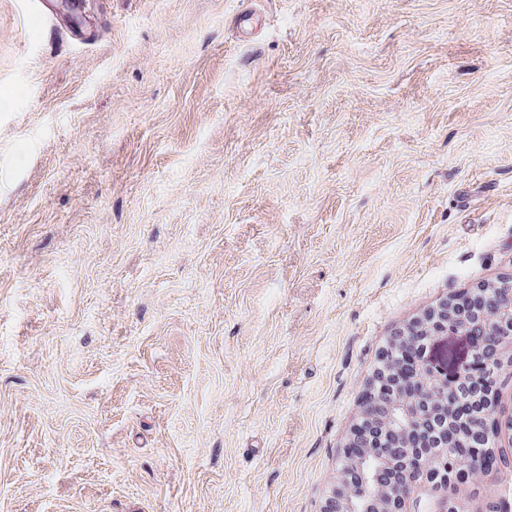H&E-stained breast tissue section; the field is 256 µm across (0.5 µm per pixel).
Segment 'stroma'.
<instances>
[{
    "mask_svg": "<svg viewBox=\"0 0 512 512\" xmlns=\"http://www.w3.org/2000/svg\"><path fill=\"white\" fill-rule=\"evenodd\" d=\"M94 7L0 0V512H322L394 333L512 280V0Z\"/></svg>",
    "mask_w": 512,
    "mask_h": 512,
    "instance_id": "obj_1",
    "label": "stroma"
}]
</instances>
